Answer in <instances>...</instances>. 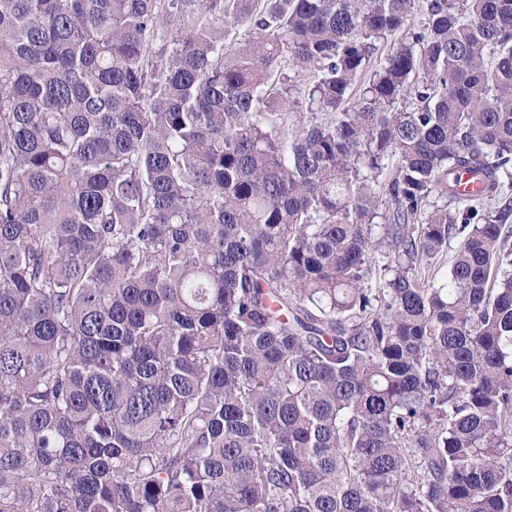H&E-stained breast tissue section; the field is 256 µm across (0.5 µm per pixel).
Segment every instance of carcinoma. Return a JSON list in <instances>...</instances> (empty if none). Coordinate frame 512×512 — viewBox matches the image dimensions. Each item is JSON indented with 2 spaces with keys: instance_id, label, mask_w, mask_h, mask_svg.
<instances>
[{
  "instance_id": "1",
  "label": "carcinoma",
  "mask_w": 512,
  "mask_h": 512,
  "mask_svg": "<svg viewBox=\"0 0 512 512\" xmlns=\"http://www.w3.org/2000/svg\"><path fill=\"white\" fill-rule=\"evenodd\" d=\"M415 10L0 0V512H512V0Z\"/></svg>"
}]
</instances>
